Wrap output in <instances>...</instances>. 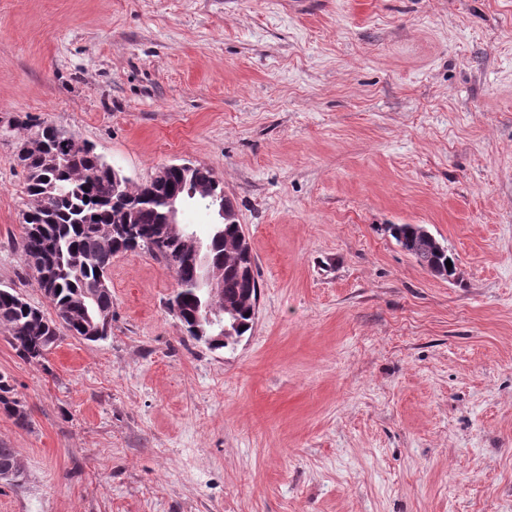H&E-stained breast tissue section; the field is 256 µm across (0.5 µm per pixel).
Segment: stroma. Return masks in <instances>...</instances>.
<instances>
[{"instance_id": "obj_1", "label": "stroma", "mask_w": 512, "mask_h": 512, "mask_svg": "<svg viewBox=\"0 0 512 512\" xmlns=\"http://www.w3.org/2000/svg\"><path fill=\"white\" fill-rule=\"evenodd\" d=\"M24 122L136 183L213 169L259 294L209 349L136 250L107 340L37 364L0 328L31 421L0 413V512H512V0H0V286L47 312ZM391 237L404 251L413 256L417 263L434 273L437 269H447L446 260L450 259L452 268L447 269L456 273L455 259L448 255V249L442 245L421 224H392L388 229ZM15 456L16 454L13 448H7L4 445L0 446V466L8 463L11 460L5 467H2L0 470L1 481L10 480L15 483H20L22 481L20 479L24 477V470L19 458Z\"/></svg>"}]
</instances>
